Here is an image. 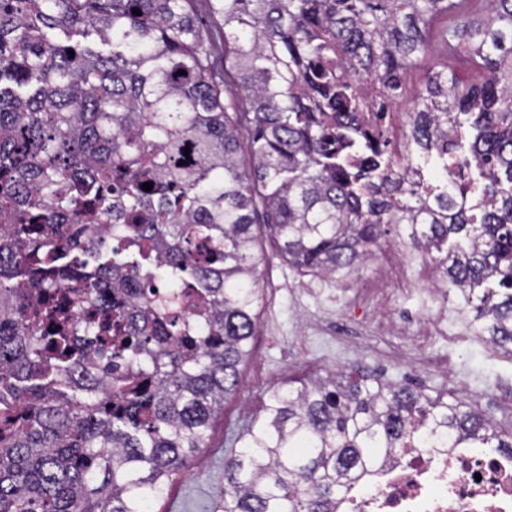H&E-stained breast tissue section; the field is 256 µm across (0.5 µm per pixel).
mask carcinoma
<instances>
[{"label":"carcinoma","mask_w":512,"mask_h":512,"mask_svg":"<svg viewBox=\"0 0 512 512\" xmlns=\"http://www.w3.org/2000/svg\"><path fill=\"white\" fill-rule=\"evenodd\" d=\"M208 2L211 30L194 0H0V80L24 89L0 86V512H150L250 358L262 226L292 268L347 278L409 224L512 348V0L483 18L473 0ZM431 36L478 78L428 73L406 166L469 153L454 192L393 180L360 118L403 98ZM92 225L125 249L104 256ZM440 439L512 453L462 396L344 371L284 383L236 437L213 512H336L393 451Z\"/></svg>","instance_id":"1"}]
</instances>
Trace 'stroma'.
Segmentation results:
<instances>
[{
	"mask_svg": "<svg viewBox=\"0 0 512 512\" xmlns=\"http://www.w3.org/2000/svg\"><path fill=\"white\" fill-rule=\"evenodd\" d=\"M443 68L465 81L474 78L464 61L433 43L419 65L409 70L399 111L411 107L430 71ZM409 235V225H387L371 259L345 281L305 276L276 258L261 265L264 300L239 390L225 402L206 448L189 459L165 495L153 502L151 512H210L224 491V459L231 436L254 422L273 387L290 379L352 367L385 381L410 382L431 396L444 393L452 383L486 417L499 419L497 395L501 387L512 388V364L500 363L490 344L464 342L451 353L442 345H430L424 351L425 362L417 364L409 359L406 336L372 324L367 314L349 303L351 289L378 283L399 241Z\"/></svg>",
	"mask_w": 512,
	"mask_h": 512,
	"instance_id": "35a3bbf8",
	"label": "stroma"
}]
</instances>
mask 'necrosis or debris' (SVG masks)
<instances>
[{
    "label": "necrosis or debris",
    "instance_id": "1",
    "mask_svg": "<svg viewBox=\"0 0 512 512\" xmlns=\"http://www.w3.org/2000/svg\"><path fill=\"white\" fill-rule=\"evenodd\" d=\"M388 287L353 294L355 303L381 310L382 327L412 328L418 346L455 347L472 332L463 314L447 311L435 278L427 289L430 314L390 308L393 290L413 291L420 273L394 261ZM336 512H512V454L483 448H405L383 468L364 475L341 497Z\"/></svg>",
    "mask_w": 512,
    "mask_h": 512
}]
</instances>
